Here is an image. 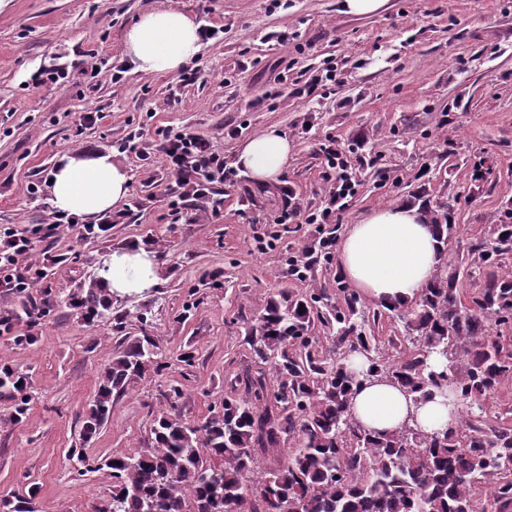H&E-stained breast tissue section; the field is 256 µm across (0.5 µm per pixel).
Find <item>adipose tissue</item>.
<instances>
[{
    "label": "adipose tissue",
    "instance_id": "adipose-tissue-1",
    "mask_svg": "<svg viewBox=\"0 0 512 512\" xmlns=\"http://www.w3.org/2000/svg\"><path fill=\"white\" fill-rule=\"evenodd\" d=\"M199 29V23L173 8L146 12L125 31V54L135 71L176 73L199 53ZM290 151L288 139L269 128L239 145L235 165L257 184H275ZM49 176L52 208L88 219L119 211L129 192V173L110 152H62ZM338 262L344 278L367 298L406 302L430 281L439 262L438 242L419 208L388 206L350 226ZM99 276L114 293L141 294L159 286L163 267L154 250L132 244L112 251ZM456 413L454 399L439 397L417 406L398 388L376 380L357 393L353 404L355 418L379 432L397 430L408 421L429 430L449 424Z\"/></svg>",
    "mask_w": 512,
    "mask_h": 512
}]
</instances>
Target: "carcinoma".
<instances>
[{"instance_id": "1", "label": "carcinoma", "mask_w": 512, "mask_h": 512, "mask_svg": "<svg viewBox=\"0 0 512 512\" xmlns=\"http://www.w3.org/2000/svg\"><path fill=\"white\" fill-rule=\"evenodd\" d=\"M441 244L440 263L425 288L409 302L360 304L355 289L336 281L305 297L281 291L246 322L245 344L254 365L235 378L239 392L212 406L199 422L178 410L181 390L172 386L169 409L154 420L151 445L133 454L91 458L68 450L80 477L107 468L112 494L93 512H512V410L489 422L487 400L512 377V222L490 226L472 245L475 266L460 277L446 259L458 232L448 199L414 193ZM483 279L471 296L464 279ZM343 298L345 307L334 298ZM87 324L109 317L111 293L92 279L59 301ZM22 313L0 317L9 332L22 317L42 319L49 300L28 299ZM333 331L317 345L315 321ZM496 330L491 335L490 330ZM196 356L173 364L154 337L125 336L121 351L102 370L83 420L90 439L112 414L114 400L132 383L163 376L173 367L186 374ZM374 378L399 387L414 403L454 395L461 404L454 426L426 432L405 424L380 435L351 411L352 395ZM28 376L0 369V401L13 402L17 423L31 399ZM291 442L293 446L286 447ZM280 454L281 465L258 481L255 459ZM39 493L0 500L3 512H34Z\"/></svg>"}]
</instances>
